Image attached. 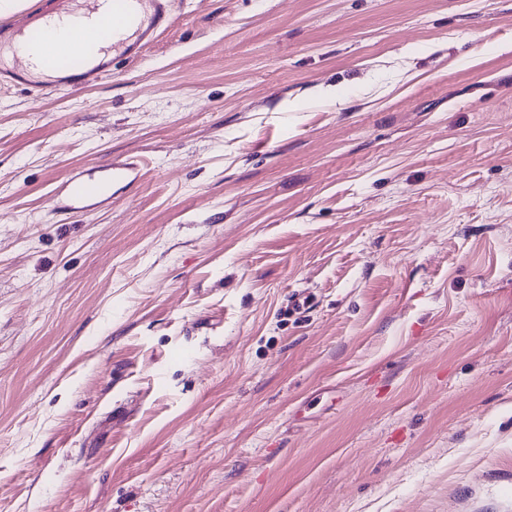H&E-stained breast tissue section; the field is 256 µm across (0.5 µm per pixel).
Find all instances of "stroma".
Returning a JSON list of instances; mask_svg holds the SVG:
<instances>
[{"mask_svg": "<svg viewBox=\"0 0 512 512\" xmlns=\"http://www.w3.org/2000/svg\"><path fill=\"white\" fill-rule=\"evenodd\" d=\"M173 13L0 87V512H512V0ZM56 212L60 215L77 213L94 206L112 203V190L103 181L92 178L85 170H74L57 188Z\"/></svg>", "mask_w": 512, "mask_h": 512, "instance_id": "obj_1", "label": "stroma"}]
</instances>
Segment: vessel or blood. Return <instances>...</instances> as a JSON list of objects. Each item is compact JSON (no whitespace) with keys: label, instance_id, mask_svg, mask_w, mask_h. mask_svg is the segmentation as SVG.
<instances>
[{"label":"vessel or blood","instance_id":"vessel-or-blood-1","mask_svg":"<svg viewBox=\"0 0 512 512\" xmlns=\"http://www.w3.org/2000/svg\"><path fill=\"white\" fill-rule=\"evenodd\" d=\"M43 12L26 13L20 26L0 25V56L29 31H37L40 59L46 71L60 72L64 61L78 55L93 37L111 36L112 51L98 59L84 58L81 67L61 74L60 84L69 88L99 85L112 73L117 59L132 60L162 35L172 23L171 0H112L111 11L98 14L95 28L74 26L68 41L53 39L44 23ZM56 211L69 215L111 203L112 191L107 183L92 178L86 171H72L56 191Z\"/></svg>","mask_w":512,"mask_h":512}]
</instances>
